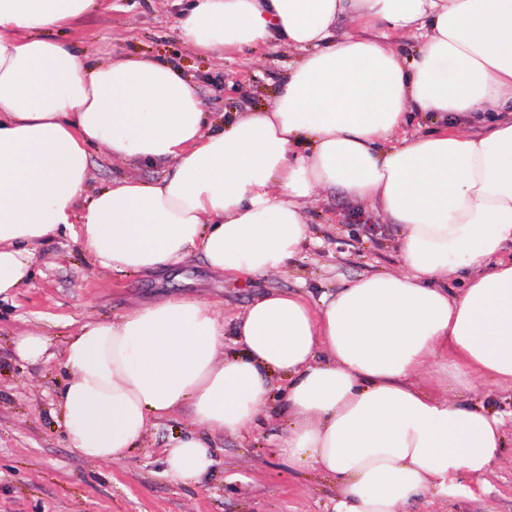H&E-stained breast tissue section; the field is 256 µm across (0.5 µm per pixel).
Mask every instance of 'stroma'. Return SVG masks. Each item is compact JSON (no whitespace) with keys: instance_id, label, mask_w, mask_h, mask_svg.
<instances>
[{"instance_id":"stroma-1","label":"stroma","mask_w":512,"mask_h":512,"mask_svg":"<svg viewBox=\"0 0 512 512\" xmlns=\"http://www.w3.org/2000/svg\"><path fill=\"white\" fill-rule=\"evenodd\" d=\"M111 2V10L89 11L62 39L104 58L172 63L204 101L211 124L270 106L281 71L297 57L274 47L217 60L181 41V0ZM89 154L92 192L122 175L147 183L165 175L161 167L112 162L97 147ZM306 216L310 238L286 272L248 283L210 273L197 253L164 274L141 275L95 267L68 232L44 245L29 280L0 301V512H332V482L278 449L288 433L281 401L268 405L260 426L215 437L210 473L188 484L165 476L162 463L169 440L192 431L187 415L152 426L124 461L91 463L67 447L54 402L66 378L60 353L67 333L88 319L118 317L131 302L181 293L217 304L230 320L270 290L299 292L315 304L353 279L401 269L397 229L360 214L341 192L321 194ZM33 327L46 336L49 360L15 353L17 336ZM453 399L501 417L503 446L471 495L452 504L419 500L405 512H512V387L475 378Z\"/></svg>"}]
</instances>
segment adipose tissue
Segmentation results:
<instances>
[{
    "label": "adipose tissue",
    "instance_id": "1",
    "mask_svg": "<svg viewBox=\"0 0 512 512\" xmlns=\"http://www.w3.org/2000/svg\"><path fill=\"white\" fill-rule=\"evenodd\" d=\"M95 4L0 0V297L73 227L102 269L159 274L197 249L214 274L268 277L299 253L305 207L329 190L397 226L403 269L317 306L259 296L234 324L239 358L224 355L220 311L182 294L85 322L62 352L68 447L117 463L151 424L185 413L196 430L165 448V472L201 479L213 435L257 425L278 373L288 456L333 482V512H403L482 479L503 420L415 380L444 357L454 377L512 384V0H193L179 31L196 51L299 53L270 107L209 134L174 67L101 62L54 38ZM344 24L352 34L337 37ZM394 34L418 40L413 60ZM412 112L441 124L399 138ZM92 146L170 170L91 195Z\"/></svg>",
    "mask_w": 512,
    "mask_h": 512
}]
</instances>
